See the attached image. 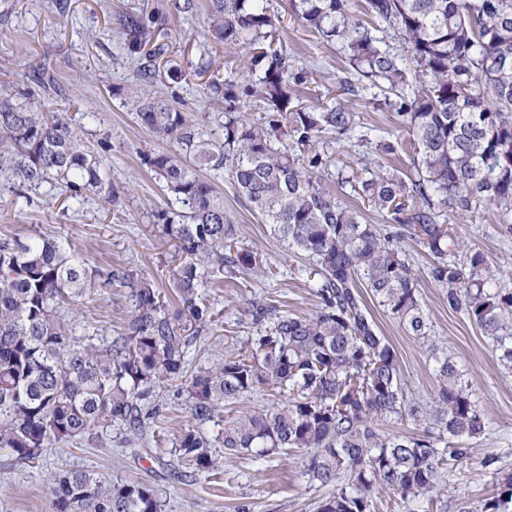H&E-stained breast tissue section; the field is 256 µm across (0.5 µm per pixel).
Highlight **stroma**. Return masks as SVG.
<instances>
[{
  "instance_id": "stroma-1",
  "label": "stroma",
  "mask_w": 512,
  "mask_h": 512,
  "mask_svg": "<svg viewBox=\"0 0 512 512\" xmlns=\"http://www.w3.org/2000/svg\"><path fill=\"white\" fill-rule=\"evenodd\" d=\"M0 0V84L45 101L50 111L79 128L84 141L104 159L116 191L113 203L99 198L80 201L54 197L45 190L12 192L0 184V239L25 238L39 232L63 242L65 247L101 266L151 276L160 286L170 312H177L169 286L178 264L174 242H163L156 227V213L168 208L161 182L141 165L147 151L164 149L136 119L116 90L135 84L139 65L128 59L121 36L112 22L122 12L162 9L169 19L159 41L169 46L168 57L186 77L170 83L161 78L156 92L185 102L189 109L213 125L224 118L223 100L214 98L196 70L203 62L224 56L243 57L244 48L205 41L209 0ZM279 17L277 28L289 56L314 72L318 90L298 85L294 95L305 105L337 99L355 115L356 127L398 133L394 113L373 108L367 99L340 89L346 62L339 46L327 45L302 25L289 8V0H270ZM48 66L54 79L51 90L26 80L27 72ZM332 177L326 185L343 202L359 208L364 222L381 223V216L366 207L338 176L341 165L360 168L363 148L356 140L333 144ZM224 196V208L246 245L257 249L265 267L261 273H239L210 280L205 290L214 320L203 327L188 350L190 365H205L236 351L255 335L250 310L260 301L301 316L314 314L318 299L308 274L310 261L274 236L268 224L238 194L227 175L213 177ZM463 241L482 248L498 272L501 285L512 288V232L496 223L492 206L479 207L470 218L454 221ZM419 277V300L433 324V339L454 357L472 383L488 428L470 459L444 466L442 478L451 499L480 500L495 489L491 471L481 467L484 454L494 453L499 465L512 472V372L503 370L490 339L468 319L449 308L444 288L430 281L431 257L423 245L404 240ZM364 301L378 329L395 349L408 389L420 399L434 395L433 363L427 347L407 335L398 320L372 295ZM131 311L129 291L110 288L93 301L71 310L78 328L89 329L99 342L121 333ZM159 411L145 420L144 436L125 443L124 434L111 430L94 442L58 444L47 449L38 462L21 464L7 450H0V512H49L46 480L61 469H89L113 483L134 482L157 490L166 512H314L328 495L327 487L309 481L306 457L291 450L264 460L223 459L216 470L193 471L179 459L173 442L191 425L186 396L180 383L166 381L156 389Z\"/></svg>"
}]
</instances>
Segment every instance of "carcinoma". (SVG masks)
Wrapping results in <instances>:
<instances>
[{
    "instance_id": "carcinoma-1",
    "label": "carcinoma",
    "mask_w": 512,
    "mask_h": 512,
    "mask_svg": "<svg viewBox=\"0 0 512 512\" xmlns=\"http://www.w3.org/2000/svg\"><path fill=\"white\" fill-rule=\"evenodd\" d=\"M303 26L341 47L353 78L342 90L371 91L374 108L396 113L408 135L372 139L384 155L412 149L407 174L366 166L341 179L391 224L377 229L324 185L327 147L355 129L342 103L303 106L292 85L307 83L276 37L278 17L264 0H212L207 38L245 46L252 79L224 62L208 89L224 98V122L211 129L166 96L153 93L161 71L176 82L169 46L154 41L166 24L158 11L115 16L126 54L140 61V81L123 90L126 103L165 151L141 163L163 184L171 208L156 214L163 240H175L182 261L173 289L186 320L213 321L200 288L208 274L252 271L257 253L239 240L236 226L203 174L227 173L252 210L274 234L312 260L318 311L297 316L256 302L262 326L236 353L188 370L181 318L173 317L148 276L99 266L40 234L25 242L0 241V448L30 463L55 444L89 441L100 430L124 426L134 435L158 412L153 389L183 381L195 424L175 451L195 470L209 472L224 454L259 457L298 449L309 480L332 488L317 512H375L383 488L404 501L448 508L441 469L469 459L463 440L483 436L485 416L472 385L447 353L434 354L435 395L428 406L407 390L399 357L378 332L364 301L370 291L406 332L425 341L431 324L419 301V279L404 238L433 257L427 276L447 290L448 307L491 339L501 364L512 370V288L480 248L448 231V217L466 218L483 204L497 223L512 224V0H366L365 12L382 36L354 15V0H290ZM251 99L257 112L238 111ZM0 178L23 191L44 185L73 198L113 200L104 159L68 123L49 118L41 103L15 98L0 86ZM130 289L125 331L106 344L78 337L66 307L92 299L114 284ZM261 387L281 403L224 424L221 439L201 426L218 424L224 406ZM408 418L422 432L382 428ZM487 455L496 491L456 512H512V472ZM50 512H165L157 491L139 483H112L95 473L62 469L47 482Z\"/></svg>"
}]
</instances>
